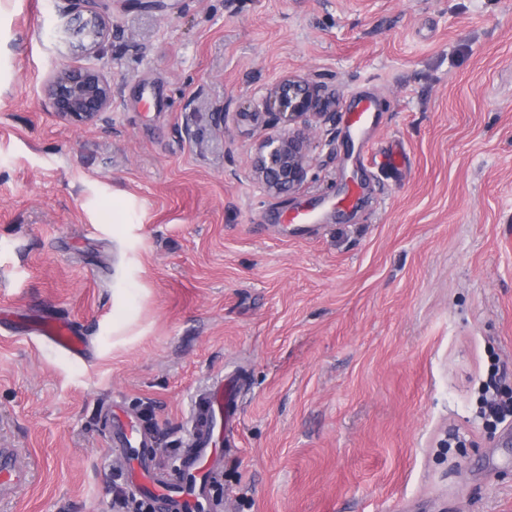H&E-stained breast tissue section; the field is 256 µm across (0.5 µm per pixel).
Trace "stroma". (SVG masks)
Here are the masks:
<instances>
[{"label": "stroma", "mask_w": 512, "mask_h": 512, "mask_svg": "<svg viewBox=\"0 0 512 512\" xmlns=\"http://www.w3.org/2000/svg\"><path fill=\"white\" fill-rule=\"evenodd\" d=\"M65 7L0 0V309L93 359L0 326V448L28 466L0 512H132L103 406L171 475L222 372L244 393L211 512H512V416L480 403L512 387V0H102L112 109L81 127L42 92L88 62ZM289 72L339 109L274 195L214 114ZM358 95L379 121L351 141ZM35 336L44 344L75 359H86L89 343L72 324L63 320L39 321L33 326Z\"/></svg>", "instance_id": "35a3bbf8"}]
</instances>
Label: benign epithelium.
I'll list each match as a JSON object with an SVG mask.
<instances>
[{
    "instance_id": "benign-epithelium-1",
    "label": "benign epithelium",
    "mask_w": 512,
    "mask_h": 512,
    "mask_svg": "<svg viewBox=\"0 0 512 512\" xmlns=\"http://www.w3.org/2000/svg\"><path fill=\"white\" fill-rule=\"evenodd\" d=\"M99 0H66V13L75 17L88 56L96 59L110 33ZM43 92L55 115L75 126L95 122L112 111V83L95 63L62 68L45 83ZM336 94L318 80L287 73L262 99L261 112H236L234 120L263 132L253 158L254 178L270 193L298 190L306 181L311 135L336 118Z\"/></svg>"
}]
</instances>
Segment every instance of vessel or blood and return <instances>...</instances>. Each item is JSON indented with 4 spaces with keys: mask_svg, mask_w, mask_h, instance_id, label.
<instances>
[{
    "mask_svg": "<svg viewBox=\"0 0 512 512\" xmlns=\"http://www.w3.org/2000/svg\"><path fill=\"white\" fill-rule=\"evenodd\" d=\"M375 107L366 98L356 99L349 109V126L356 133H363L373 118ZM36 337L44 344L75 359H86L89 343L72 324L63 320H45L33 327ZM224 377L214 376L204 393L196 397L190 410V430L187 447L181 459L183 472L192 475H218L221 462L215 452L216 441L209 427L223 423L224 443L233 446L232 428L238 419L236 408L224 398ZM112 445L127 449L125 463L140 492L158 504L161 512H201L199 505L207 496L206 483L196 484L193 492L187 493L172 487L164 474L155 471L144 456V448L150 447V434H136L134 427L111 417ZM27 479L26 465L10 449L0 448V493H11L23 486Z\"/></svg>",
    "mask_w": 512,
    "mask_h": 512,
    "instance_id": "obj_1",
    "label": "vessel or blood"
}]
</instances>
